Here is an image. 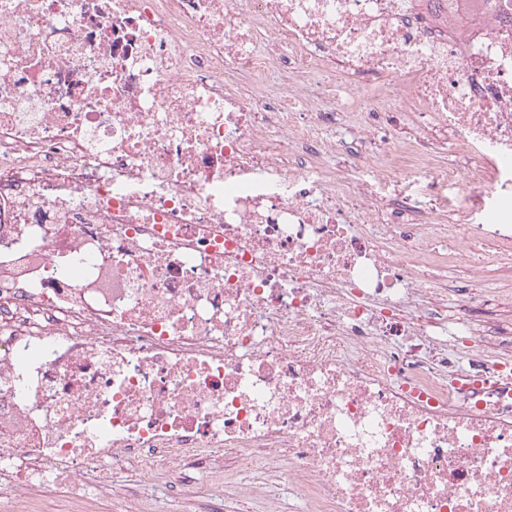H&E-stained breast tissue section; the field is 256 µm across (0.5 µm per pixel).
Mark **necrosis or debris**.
I'll return each instance as SVG.
<instances>
[{
    "mask_svg": "<svg viewBox=\"0 0 512 512\" xmlns=\"http://www.w3.org/2000/svg\"><path fill=\"white\" fill-rule=\"evenodd\" d=\"M315 75L447 132L461 170L379 112L316 137L349 105L313 108ZM442 182L467 191L445 224ZM435 261L464 262L463 298ZM492 272L512 281V0H0L14 512L219 448L309 512H512Z\"/></svg>",
    "mask_w": 512,
    "mask_h": 512,
    "instance_id": "1",
    "label": "necrosis or debris"
}]
</instances>
